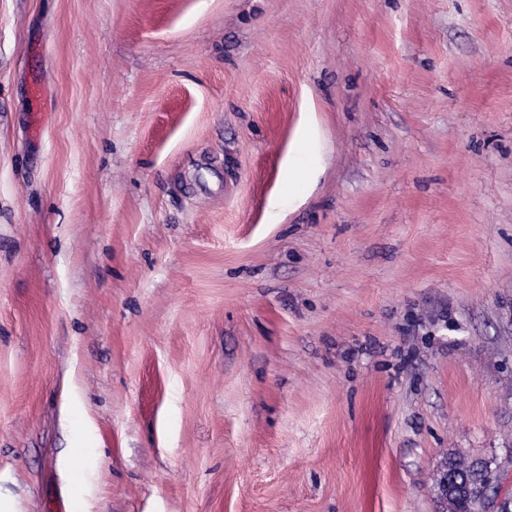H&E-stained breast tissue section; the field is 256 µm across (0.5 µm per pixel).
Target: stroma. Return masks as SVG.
Masks as SVG:
<instances>
[{
	"label": "stroma",
	"instance_id": "stroma-1",
	"mask_svg": "<svg viewBox=\"0 0 512 512\" xmlns=\"http://www.w3.org/2000/svg\"><path fill=\"white\" fill-rule=\"evenodd\" d=\"M511 451L512 0H0V512Z\"/></svg>",
	"mask_w": 512,
	"mask_h": 512
}]
</instances>
